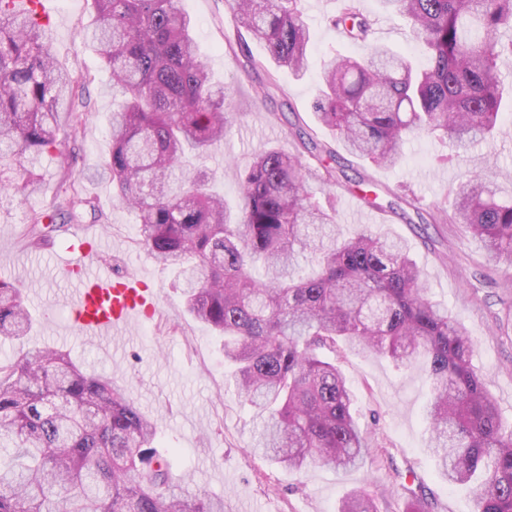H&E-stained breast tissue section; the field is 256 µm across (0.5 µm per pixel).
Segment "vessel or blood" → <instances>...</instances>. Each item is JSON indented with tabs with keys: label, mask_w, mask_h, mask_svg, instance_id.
<instances>
[{
	"label": "vessel or blood",
	"mask_w": 512,
	"mask_h": 512,
	"mask_svg": "<svg viewBox=\"0 0 512 512\" xmlns=\"http://www.w3.org/2000/svg\"><path fill=\"white\" fill-rule=\"evenodd\" d=\"M68 272L74 290L73 322L81 334L101 339L151 318L157 294L142 274L118 275L104 268L85 233H74Z\"/></svg>",
	"instance_id": "vessel-or-blood-1"
}]
</instances>
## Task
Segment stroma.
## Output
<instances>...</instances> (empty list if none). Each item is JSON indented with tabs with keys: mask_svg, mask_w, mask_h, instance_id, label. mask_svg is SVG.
I'll list each match as a JSON object with an SVG mask.
<instances>
[{
	"mask_svg": "<svg viewBox=\"0 0 512 512\" xmlns=\"http://www.w3.org/2000/svg\"><path fill=\"white\" fill-rule=\"evenodd\" d=\"M311 30L308 69L302 79L279 74L273 99L254 93L258 74L245 72L226 52L225 37L234 20L224 0H183L196 22V39L216 81L222 82L233 115L230 131L213 144L197 165L212 176L214 190L228 203L239 197V177L253 155L277 145L294 153L274 112L290 104L304 128L322 144L336 148L348 165L349 177L364 175L377 195L375 206L339 188L335 191L336 222L351 236L368 227L403 238L424 273L430 296L448 308L474 339L472 364L485 379L505 422H512V271L497 265L481 242L459 224H409L387 212L390 193L413 200L424 210L451 209L452 190L466 174L490 175L498 195L512 196V112L502 114L501 135L492 143L456 150L449 142L420 134L404 144L396 166H377L350 156L310 109L319 80L320 63L330 54L357 53V46L326 23L336 0H302ZM52 24V54L73 74L86 77L89 121L81 153L71 166V179L59 175L61 155L69 149L67 131H60L58 149L30 165L39 188L0 195V263L9 265V279L28 299L34 322L26 347L53 346L69 351L91 374L111 376L135 405L155 423L173 482L191 495L223 498L224 512H336L343 496L364 489L380 512H406L408 492L423 490L432 512H476L467 487L451 486L430 458L425 409L432 396L423 360L398 365L378 354L338 350L336 360L354 395L362 429L372 448L360 468L337 471L313 466L301 472L281 469L254 448L261 421L244 404L224 364V339L186 310L173 270L159 266L136 242L137 215L112 196L102 174L111 151L109 116L111 74L98 52L85 44V29L94 14L88 0H43ZM374 19L373 37L423 64L426 54L410 26L385 15L378 0H361ZM454 154L452 165L439 166L434 157ZM90 198L102 218L84 217L79 227L98 233L103 265L118 273H148L159 297L154 317L116 336L114 345L67 329L75 285L63 273L69 261L70 235L58 233L52 244L32 246L23 230L31 213L51 209L72 188Z\"/></svg>",
	"mask_w": 512,
	"mask_h": 512,
	"instance_id": "obj_1",
	"label": "stroma"
}]
</instances>
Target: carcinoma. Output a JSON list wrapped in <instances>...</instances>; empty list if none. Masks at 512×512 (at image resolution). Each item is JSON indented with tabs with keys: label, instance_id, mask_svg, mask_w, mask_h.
<instances>
[{
	"label": "carcinoma",
	"instance_id": "cac0c4a2",
	"mask_svg": "<svg viewBox=\"0 0 512 512\" xmlns=\"http://www.w3.org/2000/svg\"><path fill=\"white\" fill-rule=\"evenodd\" d=\"M0 0V165L23 178L56 147L67 126L76 140L88 102L84 83L59 67L44 27L19 3ZM236 46L257 68L249 41L276 68L303 75L311 35L301 0H225ZM410 20L429 52L417 68L373 37L360 0H338L333 28L362 47L323 60L312 109L352 156L375 165L402 159L404 138L425 132L467 149L501 132L506 102L498 60L512 54V0H380ZM85 40L100 50L121 97L112 111L105 169L117 200L139 214L138 242L175 268L187 310L224 337L236 386L264 415L256 448L289 471L359 467L371 443L336 361L338 344L400 364L425 358L432 398L428 448L451 486L476 489V512H512V428L504 427L486 383L472 369L473 339L448 308L427 297L422 272L398 237L365 227L336 236V210L312 201L311 183L339 185L336 151L296 130L304 153L275 148L240 175L236 211L184 175L231 127L224 87L211 83L182 0H91ZM453 213L497 263L512 268V197L479 174L455 190ZM100 215L73 190L55 213H34L31 244L63 230L57 217ZM310 254L304 270L297 255ZM27 302L0 279V339L23 343ZM0 512H224V499L190 496L157 454L153 422L112 378L81 370L59 348H29L0 363ZM337 512H378L361 490Z\"/></svg>",
	"mask_w": 512,
	"mask_h": 512
}]
</instances>
